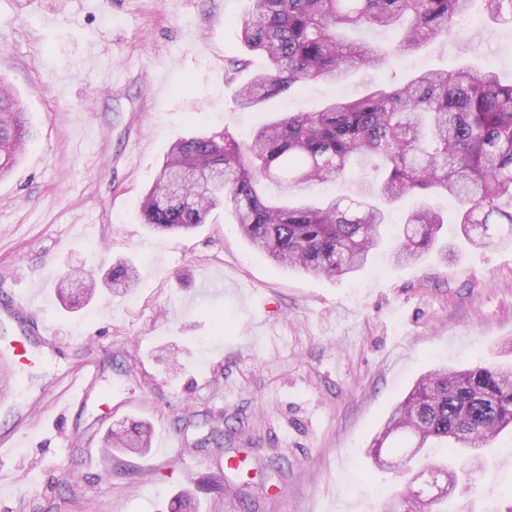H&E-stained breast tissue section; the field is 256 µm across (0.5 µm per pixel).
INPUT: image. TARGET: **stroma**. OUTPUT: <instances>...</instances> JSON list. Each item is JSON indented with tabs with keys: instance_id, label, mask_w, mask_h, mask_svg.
Instances as JSON below:
<instances>
[{
	"instance_id": "stroma-1",
	"label": "stroma",
	"mask_w": 512,
	"mask_h": 512,
	"mask_svg": "<svg viewBox=\"0 0 512 512\" xmlns=\"http://www.w3.org/2000/svg\"><path fill=\"white\" fill-rule=\"evenodd\" d=\"M248 0H0V76L32 136L0 180V293L35 298L60 351L29 374L30 435L0 468V512H377L404 478L367 450L393 405L435 366L512 360V247L476 248L443 228L447 254L395 266L391 241L340 280L289 271L224 213L194 233L144 224L143 193L170 145L230 131L244 139L283 112L353 96L374 79L467 63L512 79V29L460 20L457 38L240 111L224 81L246 50ZM139 279L114 292L112 264ZM76 271L96 288L61 306ZM99 368L91 403L63 423L53 379ZM147 422L144 454L109 452L107 429ZM223 431L214 443L212 430ZM475 474L463 512H492L512 485V435Z\"/></svg>"
}]
</instances>
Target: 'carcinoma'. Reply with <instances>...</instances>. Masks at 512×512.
I'll return each mask as SVG.
<instances>
[{"label": "carcinoma", "instance_id": "cac0c4a2", "mask_svg": "<svg viewBox=\"0 0 512 512\" xmlns=\"http://www.w3.org/2000/svg\"><path fill=\"white\" fill-rule=\"evenodd\" d=\"M241 21L247 51L266 60L239 85L240 109L299 91L308 83H339L360 69L383 71L401 55L451 40L457 18L476 7L512 29V0H250ZM400 32L387 47L357 43L358 28ZM249 59L226 61L236 81ZM31 137L21 101L0 77V179L20 162ZM279 186L272 202L259 185ZM342 182L328 198L313 186ZM417 199L398 231L396 263L417 262L436 248L445 224L432 199L456 208V223L477 247L512 245V83L493 68L461 65L422 71L403 83H378L352 99H331L314 112H292L258 126L246 141L229 131L180 139L170 147L142 206L145 223L189 232L215 211H227L241 234L278 265L339 278L361 270L380 246L386 207ZM507 225L497 234L495 225ZM112 289L137 280L130 262L112 266ZM512 428V366L434 368L392 410L372 444L380 470L401 475L420 454L440 448L426 469L451 488L484 470L488 451ZM397 441L384 449L391 436ZM151 427L136 423L105 438L110 448L138 454ZM451 493L402 495L382 512H448Z\"/></svg>", "mask_w": 512, "mask_h": 512}]
</instances>
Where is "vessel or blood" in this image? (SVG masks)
<instances>
[{
	"instance_id": "vessel-or-blood-1",
	"label": "vessel or blood",
	"mask_w": 512,
	"mask_h": 512,
	"mask_svg": "<svg viewBox=\"0 0 512 512\" xmlns=\"http://www.w3.org/2000/svg\"><path fill=\"white\" fill-rule=\"evenodd\" d=\"M31 304L30 298L15 294L0 299V402L4 404L23 390L25 371L37 362L42 349L56 342L48 322L29 318ZM96 378L97 367L91 363L55 378V385L65 393L67 414L83 410ZM29 431L28 424L22 421L0 428V453L6 455L19 447Z\"/></svg>"
}]
</instances>
